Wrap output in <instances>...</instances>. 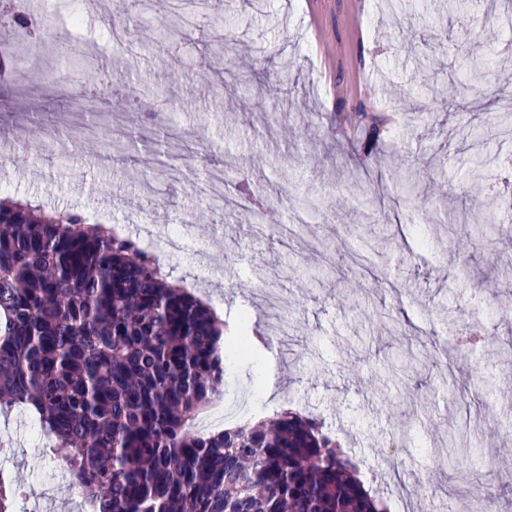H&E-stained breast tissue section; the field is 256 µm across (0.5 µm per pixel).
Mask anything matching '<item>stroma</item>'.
<instances>
[{
  "mask_svg": "<svg viewBox=\"0 0 512 512\" xmlns=\"http://www.w3.org/2000/svg\"><path fill=\"white\" fill-rule=\"evenodd\" d=\"M223 2L222 11L200 17L189 0L176 11L171 0H152L130 20L135 46L123 54L122 70L153 115L111 110L93 151L72 150L66 137L89 118L69 95L36 83L23 93L0 78V139L14 145L16 166L34 171L10 176L0 197L105 213L126 235L151 237L173 279L211 302L228 335L245 314L251 333L264 332V299L237 287L259 282L282 310L286 338L273 347L254 343L253 360L228 365L227 397L255 391L263 417L289 401L322 415L375 464L393 510L452 512L465 500L472 512H486L468 477L480 468L496 479L504 471L499 451L512 447V360L495 348L512 339V322L500 312L512 287L492 276L489 248L473 227L457 221L461 204L473 199V179L457 160L488 145L512 154V120L492 139L483 125L500 94L512 92V62L500 59L485 92L467 98L464 116L431 114V97L447 98L462 79L458 61L471 45L446 0H404L391 13L374 12L372 0ZM26 3L61 36L31 45L32 53L81 79L97 70L98 37L113 29L106 12L81 14L74 29L69 0L52 13L41 0ZM176 24L185 36L173 56L164 37ZM212 36L228 37L240 71L261 66L273 74L290 62L289 92L260 100L227 78ZM411 37L427 38L429 73L400 49ZM50 108L64 137L26 140V118ZM357 112L364 121L337 137V117ZM212 143L223 149L231 200L221 211L200 195L209 173L200 159ZM408 158L423 200L398 209L404 181L397 168ZM245 175L274 200V233L256 234L248 206L238 205L235 185ZM377 189L385 193L378 222L359 231L344 195ZM305 197L328 205L312 223L291 224ZM374 235L393 237L397 251L364 260ZM381 307L405 324V334L374 319ZM410 345L434 355L419 387L401 363ZM484 401L494 414L469 436L470 456L448 469L437 451L447 447L449 428L476 416ZM38 432V423L0 415V436L18 444L16 459L0 471L30 490L15 512H83L72 479L52 476Z\"/></svg>",
  "mask_w": 512,
  "mask_h": 512,
  "instance_id": "1",
  "label": "stroma"
}]
</instances>
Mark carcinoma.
I'll list each match as a JSON object with an SVG mask.
<instances>
[{"label":"carcinoma","instance_id":"obj_1","mask_svg":"<svg viewBox=\"0 0 512 512\" xmlns=\"http://www.w3.org/2000/svg\"><path fill=\"white\" fill-rule=\"evenodd\" d=\"M488 52L469 75L491 70ZM500 195L462 210L496 230ZM224 321L130 236L0 202V407L38 416L93 512H389L319 415L192 432L224 396ZM18 486L0 480V512Z\"/></svg>","mask_w":512,"mask_h":512}]
</instances>
